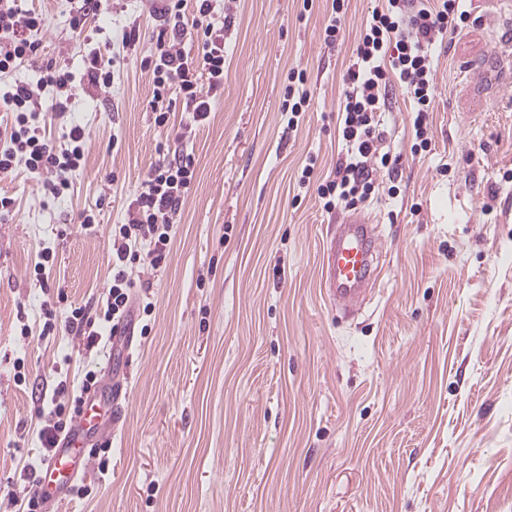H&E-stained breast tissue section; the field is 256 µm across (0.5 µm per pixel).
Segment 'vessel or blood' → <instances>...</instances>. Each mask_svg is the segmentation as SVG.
Here are the masks:
<instances>
[{
  "mask_svg": "<svg viewBox=\"0 0 512 512\" xmlns=\"http://www.w3.org/2000/svg\"><path fill=\"white\" fill-rule=\"evenodd\" d=\"M380 266L381 248L372 220L360 213L339 218L335 234L324 246L322 280L327 297L343 317L359 310ZM121 394L116 388L109 400L86 398L83 415L60 437L56 451L39 475L37 490L47 504L60 501L71 483L88 471L93 439L119 422L116 406Z\"/></svg>",
  "mask_w": 512,
  "mask_h": 512,
  "instance_id": "vessel-or-blood-1",
  "label": "vessel or blood"
}]
</instances>
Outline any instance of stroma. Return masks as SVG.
<instances>
[{"label":"stroma","instance_id":"1","mask_svg":"<svg viewBox=\"0 0 512 512\" xmlns=\"http://www.w3.org/2000/svg\"><path fill=\"white\" fill-rule=\"evenodd\" d=\"M382 3L348 0L331 46L325 0H226L224 91L181 142L182 105L166 127L149 108L143 0H110L78 34L75 0H30L43 60L78 72L96 51L115 66L110 88L69 102L91 140L67 194L44 196L22 169L0 179L16 200L0 224V512L34 483L41 391L107 377L109 348L62 328L40 337L44 309L106 296L112 227L159 147L180 143L196 178L167 259L137 283L151 331L122 366L125 420L108 467L77 480L90 496L52 512H512V37L486 0H465L468 27L434 50L427 150L411 152L406 97L384 117L399 162L357 207L381 236V280L349 320L321 287L336 215L298 172L312 155L319 178L335 172L342 78ZM292 69L310 94L294 130L281 112ZM47 252L43 286L33 268Z\"/></svg>","mask_w":512,"mask_h":512}]
</instances>
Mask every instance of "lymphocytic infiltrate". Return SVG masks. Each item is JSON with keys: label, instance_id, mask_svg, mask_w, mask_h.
I'll return each mask as SVG.
<instances>
[{"label": "lymphocytic infiltrate", "instance_id": "obj_1", "mask_svg": "<svg viewBox=\"0 0 512 512\" xmlns=\"http://www.w3.org/2000/svg\"><path fill=\"white\" fill-rule=\"evenodd\" d=\"M23 0H0V78L12 74L23 62L39 58L41 44L34 37L41 31V14L23 8ZM461 0H386L374 8L362 24L353 60L343 79L340 95V134L345 152L336 161L335 174L314 182L315 160L301 170L302 186H315L324 210L355 208L375 193V167H389L392 158L383 153L384 132L380 115L389 107L394 89L412 99L417 116L413 123L412 152L426 150L428 112L434 95V60L431 47L445 33L463 28L468 19ZM217 0H167L165 19L155 32V49L145 60L153 74L150 107L156 126H168L173 98H181L191 124L205 122L210 100L224 88V27L216 19ZM197 43L196 52L186 51L184 37ZM112 71L98 54L87 56L81 72L50 60L39 69L36 82L16 81L0 91V178L25 169L44 193L62 196L70 188L69 177L85 162L88 136L83 127L71 126L63 145L48 139L37 122L42 112V94L52 89L51 108L65 115L72 91L79 86L109 88ZM195 180V158L177 147L163 154L151 167L130 203L126 220L112 230V284L101 304L71 308L65 318L55 310L45 312L41 333L54 335L58 328L85 338L86 348L114 336L119 326L132 319L134 281L131 271L144 255L152 265L167 258L174 235L175 217ZM148 251H141V244ZM98 384L96 372H87L78 389L58 384L51 397L43 399L47 420L39 432L45 452L56 448L60 436L81 414L83 398Z\"/></svg>", "mask_w": 512, "mask_h": 512}]
</instances>
